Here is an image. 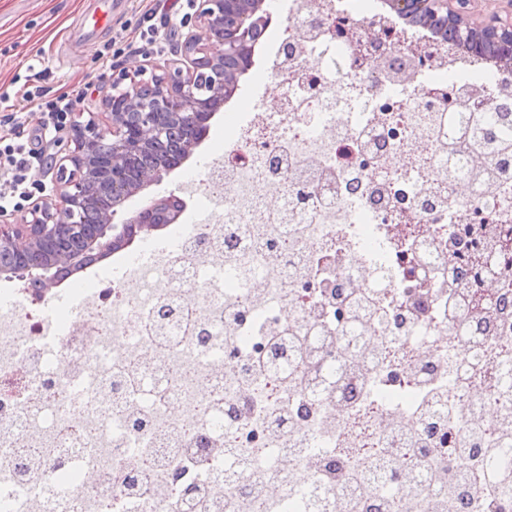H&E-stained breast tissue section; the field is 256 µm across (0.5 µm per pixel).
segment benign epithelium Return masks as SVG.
Instances as JSON below:
<instances>
[{
  "label": "benign epithelium",
  "instance_id": "1",
  "mask_svg": "<svg viewBox=\"0 0 512 512\" xmlns=\"http://www.w3.org/2000/svg\"><path fill=\"white\" fill-rule=\"evenodd\" d=\"M473 0H389L402 15L419 13L438 21L452 33L456 48L482 62H512V0L487 11L482 19H469ZM265 0H193L194 16L183 23L170 56L154 64V72L142 67L131 75L120 69L112 82L100 87L98 96L106 108L107 125L100 126L94 113L66 127L73 150L54 159L57 203L47 206L40 198L27 208L0 214V277L23 273L39 282L44 292L57 287L53 270L62 265L84 267L85 255L112 252L113 245L131 224H151L163 215L177 224L182 212L166 210L167 196H157L137 209L126 203L141 190L174 172L164 163L138 173L136 161L167 133L168 125L182 127L184 158L200 144L194 118L211 117L224 106V87L237 82L238 71L227 67L240 54L241 39L265 21L260 14ZM98 191L112 193V209L85 232L83 212Z\"/></svg>",
  "mask_w": 512,
  "mask_h": 512
}]
</instances>
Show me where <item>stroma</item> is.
I'll use <instances>...</instances> for the list:
<instances>
[{
  "mask_svg": "<svg viewBox=\"0 0 512 512\" xmlns=\"http://www.w3.org/2000/svg\"><path fill=\"white\" fill-rule=\"evenodd\" d=\"M80 10L81 0H41V7L36 11L30 9L26 0H0V95H9L11 104H18L14 82L18 75L30 77L51 91L63 86L79 89L84 82L93 80L94 62L72 66L60 57L59 47ZM181 17L178 11H158L154 19L156 48L126 50L117 58V66L132 71L142 64L163 60L171 44L179 38ZM277 89V83L268 82L261 91H253L251 75L242 76L234 99L226 102L222 111L211 120L206 135L191 157L161 183L134 196L132 205H139L158 193L177 190L183 180L194 173L203 156L223 148L225 117L237 112L240 100L261 98L265 111L269 112L278 99ZM66 146L67 141L61 133L46 135L40 144L41 164L31 174L39 198L50 204L55 203L56 197L49 164L54 157L64 156Z\"/></svg>",
  "mask_w": 512,
  "mask_h": 512,
  "instance_id": "stroma-1",
  "label": "stroma"
}]
</instances>
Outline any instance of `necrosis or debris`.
<instances>
[{"label":"necrosis or debris","mask_w":512,"mask_h":512,"mask_svg":"<svg viewBox=\"0 0 512 512\" xmlns=\"http://www.w3.org/2000/svg\"><path fill=\"white\" fill-rule=\"evenodd\" d=\"M287 13L258 73L280 85L276 109L230 120L223 151L186 180L199 204L220 200L210 220L192 210L170 225L152 267L127 254L111 275L91 267L67 288L79 312L0 290V512H182L199 484L194 512H288L296 483L321 484L326 466L364 481L392 431L405 455L418 370L458 432L512 406L488 378L448 385L449 365L470 355L448 326V280L473 278L489 230L512 235V181L441 192V139L407 119L450 91L512 101V70L445 46L418 60L402 29L342 0H288ZM351 286L371 310L363 336L340 333L339 355L383 348L360 377L317 395L258 368L277 328L337 331L331 296ZM213 336L237 357L214 358ZM220 448L241 467L225 471ZM35 459L82 477L49 494ZM255 484L268 488L258 505Z\"/></svg>","instance_id":"1"}]
</instances>
